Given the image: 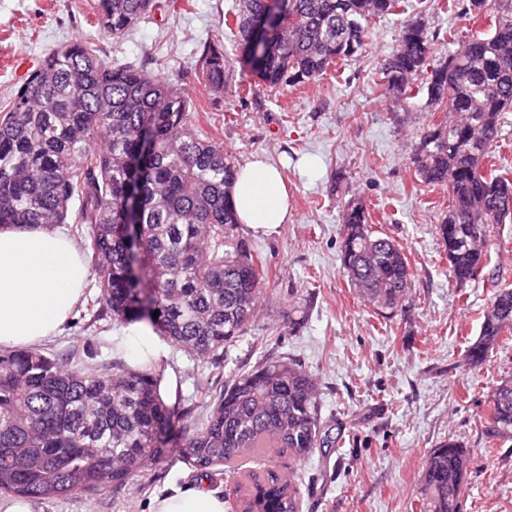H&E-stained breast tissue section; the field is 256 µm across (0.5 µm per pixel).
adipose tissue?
<instances>
[{"mask_svg": "<svg viewBox=\"0 0 512 512\" xmlns=\"http://www.w3.org/2000/svg\"><path fill=\"white\" fill-rule=\"evenodd\" d=\"M240 223L257 233L288 221V190L264 159L246 163L233 189ZM89 278L79 245L45 224L0 226V350L33 347L70 321ZM145 512H224V501L202 486L171 489Z\"/></svg>", "mask_w": 512, "mask_h": 512, "instance_id": "obj_1", "label": "adipose tissue"}]
</instances>
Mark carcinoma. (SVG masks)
<instances>
[{"mask_svg":"<svg viewBox=\"0 0 512 512\" xmlns=\"http://www.w3.org/2000/svg\"><path fill=\"white\" fill-rule=\"evenodd\" d=\"M404 0H288L264 41L253 23L266 0L231 9L244 63L277 89L311 84L360 53L375 18ZM153 0H95V25L120 36ZM473 23L490 21L430 63L437 35L408 22L381 72L403 110L424 93L444 118L422 128L417 179L448 190L437 233L449 275L465 284L492 263L497 225L512 220V181L494 166L504 114L512 112V0H469ZM198 68L210 92L226 91L224 51L205 42ZM178 81L144 66H114L76 41L49 53L0 106V225L66 224L72 202L97 288L99 317L146 323L176 346L218 359L244 335L265 291L263 263L237 233L234 160L192 128ZM341 261L353 291L384 318L403 309L412 273L403 249L372 229L369 210L346 203ZM158 317H153L154 311ZM512 333V289L495 288L465 362L483 364ZM163 375L124 362L67 366L40 350L0 353V496L49 500L123 485L170 448L202 473L270 448L298 462L336 443L314 379L269 358L211 396L201 427L159 393ZM486 433L512 440V379L485 400ZM471 462L448 439L425 458L419 512H461ZM241 512H301L291 479L249 474Z\"/></svg>","mask_w":512,"mask_h":512,"instance_id":"carcinoma-1","label":"carcinoma"}]
</instances>
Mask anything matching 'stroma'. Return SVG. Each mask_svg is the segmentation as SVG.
<instances>
[{
  "instance_id": "stroma-1",
  "label": "stroma",
  "mask_w": 512,
  "mask_h": 512,
  "mask_svg": "<svg viewBox=\"0 0 512 512\" xmlns=\"http://www.w3.org/2000/svg\"><path fill=\"white\" fill-rule=\"evenodd\" d=\"M232 3L192 0L188 12L173 15L167 0H155L149 16L117 38L93 26L94 0H0V103L20 84L21 62L86 39L112 63H146L159 77H179L193 102L194 129L236 164L261 155L281 169L287 223L266 235L237 229L269 281L246 333L217 364L158 335L155 351H142L140 360L173 371L194 421L201 388L223 389L269 357L293 359L317 380L338 444L302 463L250 455L235 472L207 475L171 455L121 487L39 501L35 512H141L149 497L185 484L218 491L230 507L237 485L264 469L297 476L302 512H411L426 454L450 438L472 456L462 512H512V441L489 444L484 406L490 388L512 377V340L481 366L464 362L492 295L488 276L461 287L449 280L436 230L448 192L419 182L411 161L430 111L421 98L411 112L393 111L379 77L407 21L425 19L439 60L449 33L466 36V16L411 0L408 12L373 22L362 54L339 78L288 91L257 83L225 37ZM205 41L224 51L229 93L216 96L205 86L196 66ZM351 199L369 207L375 230L402 246L413 272L410 296L393 319L374 314L343 274L341 214ZM98 293L87 283L72 321L46 351L107 367L130 361L134 339L127 326L97 320ZM297 311L304 318L295 326Z\"/></svg>"
}]
</instances>
